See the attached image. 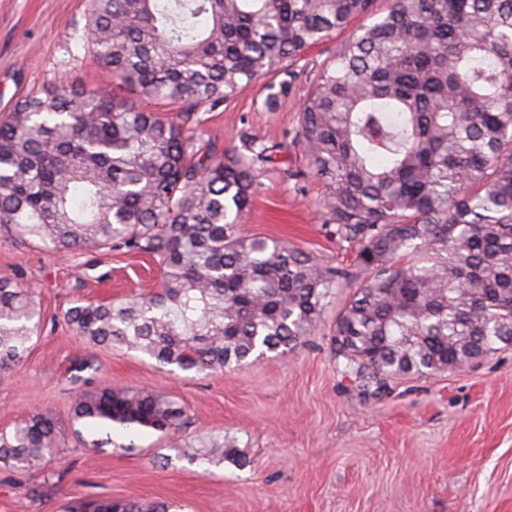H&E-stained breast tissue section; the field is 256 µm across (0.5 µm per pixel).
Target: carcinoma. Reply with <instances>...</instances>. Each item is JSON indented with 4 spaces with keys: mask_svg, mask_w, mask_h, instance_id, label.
<instances>
[{
    "mask_svg": "<svg viewBox=\"0 0 512 512\" xmlns=\"http://www.w3.org/2000/svg\"><path fill=\"white\" fill-rule=\"evenodd\" d=\"M92 0L98 66L129 91L181 104L173 117L78 83L50 85L0 118V231L49 253L154 257V292L77 299L63 319L86 343L182 372L286 357L330 327L336 373L376 395L512 345V0ZM364 19L317 74L298 113L299 176L325 182L322 209L357 243L356 270L246 235L256 165L275 146L216 154L196 109L219 102ZM35 293L0 278V373L38 336ZM157 389L79 395L85 448L134 449L178 434L201 465L248 464ZM49 410L0 430V467L45 468L64 444ZM63 512H170L86 499Z\"/></svg>",
    "mask_w": 512,
    "mask_h": 512,
    "instance_id": "obj_1",
    "label": "carcinoma"
}]
</instances>
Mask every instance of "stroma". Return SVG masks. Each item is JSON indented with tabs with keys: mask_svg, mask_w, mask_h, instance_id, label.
<instances>
[{
	"mask_svg": "<svg viewBox=\"0 0 512 512\" xmlns=\"http://www.w3.org/2000/svg\"><path fill=\"white\" fill-rule=\"evenodd\" d=\"M90 11V0H0V115L53 83L119 90L87 41ZM337 45L319 44L197 116L218 147L249 137L279 145L259 169L243 231L348 267L356 245L326 223L324 182L299 178L306 161L295 139L303 98ZM1 274L34 289L43 325L25 361L0 374V429L42 408L68 421L77 396L103 385L159 387L186 406L192 435L235 441L249 465L206 473L174 455L164 461L152 433L134 450L102 453L70 438L46 469L0 468V512H61L77 497L163 501L177 512H512V347L363 396L341 381L330 351L342 288L288 358L171 373L146 356L84 343L62 318L77 298L105 303L157 287L149 256L49 254L0 235ZM82 361L91 368L77 383Z\"/></svg>",
	"mask_w": 512,
	"mask_h": 512,
	"instance_id": "1",
	"label": "stroma"
}]
</instances>
